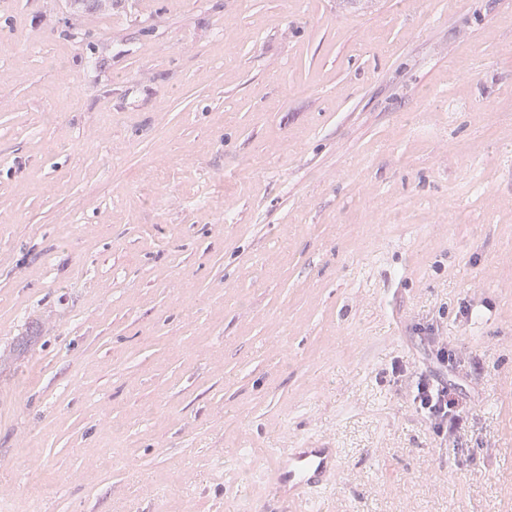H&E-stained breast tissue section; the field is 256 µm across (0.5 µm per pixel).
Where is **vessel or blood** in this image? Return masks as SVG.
Masks as SVG:
<instances>
[{
  "label": "vessel or blood",
  "instance_id": "b4317fda",
  "mask_svg": "<svg viewBox=\"0 0 512 512\" xmlns=\"http://www.w3.org/2000/svg\"><path fill=\"white\" fill-rule=\"evenodd\" d=\"M339 463L335 449L323 440L286 449L276 460L277 478L270 494L275 502H295L301 512H306L313 494L332 484Z\"/></svg>",
  "mask_w": 512,
  "mask_h": 512
}]
</instances>
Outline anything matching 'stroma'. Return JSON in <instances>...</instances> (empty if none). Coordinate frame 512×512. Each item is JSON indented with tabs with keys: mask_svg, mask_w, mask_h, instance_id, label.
Masks as SVG:
<instances>
[{
	"mask_svg": "<svg viewBox=\"0 0 512 512\" xmlns=\"http://www.w3.org/2000/svg\"><path fill=\"white\" fill-rule=\"evenodd\" d=\"M0 356V512H512V0H0ZM456 396L447 380L421 374L414 386L412 402L430 423L433 432L443 437L459 428L463 421ZM305 447L287 448L278 456L270 495L276 503L297 502L307 511L313 494L332 484L340 460L326 441L311 440Z\"/></svg>",
	"mask_w": 512,
	"mask_h": 512,
	"instance_id": "obj_1",
	"label": "stroma"
}]
</instances>
